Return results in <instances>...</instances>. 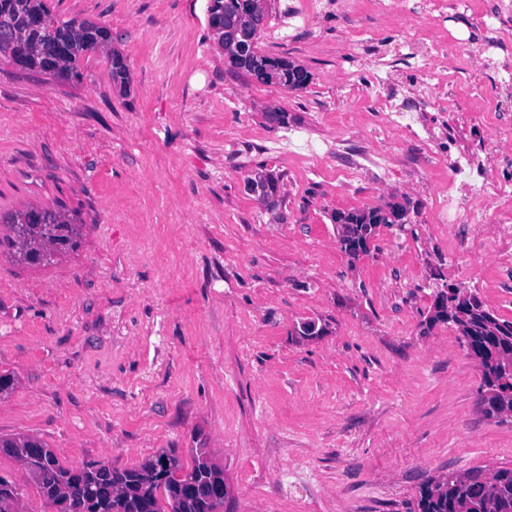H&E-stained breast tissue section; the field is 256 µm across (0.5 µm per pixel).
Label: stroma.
<instances>
[{"mask_svg": "<svg viewBox=\"0 0 512 512\" xmlns=\"http://www.w3.org/2000/svg\"><path fill=\"white\" fill-rule=\"evenodd\" d=\"M48 4L112 40L66 80L0 60V216L62 206L84 225L56 264L0 254V373L16 378L1 436H37L70 468L209 449L224 512H417L428 480L512 467V418L485 414L480 366L428 321L453 285L512 320V265L496 259L512 237L489 239L496 201L477 202L476 224L427 220L448 178L436 160L487 153L512 183V0H448L433 24L368 0H271L265 25L288 4L309 13L258 44L310 72L294 92L229 69L209 0ZM426 29L448 42L429 81L405 58ZM381 83L419 106L431 146L384 135L369 94ZM339 136V152L304 161ZM369 149L391 151L395 174L349 179ZM258 173L275 192L247 191ZM386 203L407 224L350 258L335 213Z\"/></svg>", "mask_w": 512, "mask_h": 512, "instance_id": "1", "label": "stroma"}]
</instances>
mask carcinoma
<instances>
[{"label": "carcinoma", "mask_w": 512, "mask_h": 512, "mask_svg": "<svg viewBox=\"0 0 512 512\" xmlns=\"http://www.w3.org/2000/svg\"><path fill=\"white\" fill-rule=\"evenodd\" d=\"M209 27L223 28L238 21L244 30L237 38L254 45L243 56L226 57L237 74L287 90L307 86L306 68L284 57H271L255 49L265 15L256 13V0H210ZM0 40L13 41L9 58L23 70H36L53 78H66L79 59L105 46L110 32L103 25L71 19L60 21L47 0H0ZM128 68L124 58L112 54V80L123 84ZM406 216L399 205L367 210L338 211L340 242L352 257L367 251L369 239L380 226H402ZM44 220L53 225L25 224L18 211L0 224V249L13 260L24 262L23 250H49L62 238L70 249L78 247L82 225L73 223L61 210H45ZM431 323L452 326L468 355L478 362L484 392L485 412L493 418L512 410V321L487 310L470 291L450 287L437 293ZM0 453L18 461L34 482L40 496L58 512H213L224 506V470L205 448L192 449L191 464L161 452L129 468L101 461L79 468L63 466L55 453L38 437L29 434L0 436ZM23 488L0 475V512H18ZM418 512H512V467L489 473L476 467L463 474L448 473L420 487Z\"/></svg>", "instance_id": "carcinoma-1"}]
</instances>
